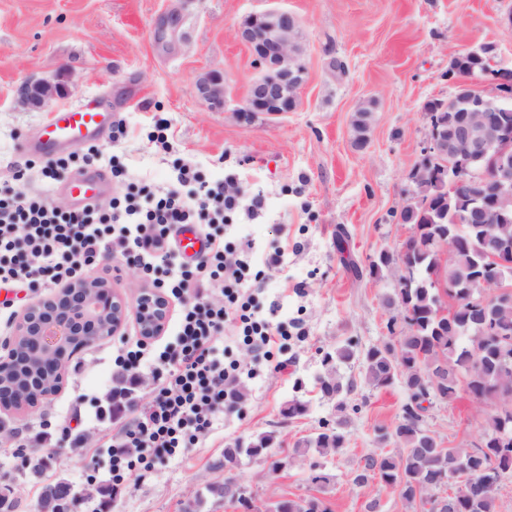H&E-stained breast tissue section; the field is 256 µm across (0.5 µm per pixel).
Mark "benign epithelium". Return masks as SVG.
<instances>
[{
	"label": "benign epithelium",
	"mask_w": 512,
	"mask_h": 512,
	"mask_svg": "<svg viewBox=\"0 0 512 512\" xmlns=\"http://www.w3.org/2000/svg\"><path fill=\"white\" fill-rule=\"evenodd\" d=\"M239 38L252 51L257 76L238 111L245 117L255 114L279 116L293 111L306 82L299 19L283 9L254 13L238 28ZM496 89L488 96L481 86ZM512 81L487 70L465 82L469 101L475 107L464 112L455 137L456 148L429 118V132L421 156L440 164L441 171L454 168L458 158L478 162L469 168L472 178L448 176V189L463 193L468 207L463 219L468 224L491 212L500 224H511L504 205L512 200V130L492 123L483 106L487 99L512 102V91L503 85ZM201 98L213 108L226 103L224 71L213 70L198 83ZM64 94V86L48 80L25 81L17 90L23 104L43 108ZM129 305L123 295L99 278H83L42 297L17 317L14 333L0 349V414L20 415L47 403L61 388L67 368L83 349L119 335L125 328ZM141 336H160L170 318L168 300L141 289L135 308Z\"/></svg>",
	"instance_id": "benign-epithelium-1"
}]
</instances>
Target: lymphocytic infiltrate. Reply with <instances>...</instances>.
I'll use <instances>...</instances> for the list:
<instances>
[{
    "label": "lymphocytic infiltrate",
    "instance_id": "lymphocytic-infiltrate-1",
    "mask_svg": "<svg viewBox=\"0 0 512 512\" xmlns=\"http://www.w3.org/2000/svg\"><path fill=\"white\" fill-rule=\"evenodd\" d=\"M178 181L176 189L131 186L110 205L80 209L0 185V308L12 307L13 294L89 276L105 254L120 256L138 269L145 287L182 306L173 345L154 354L139 339L121 346L114 359L125 385L98 417H126L103 443L116 488L166 459L188 455L213 431L233 396L232 384L246 372L224 359L218 341L225 328L265 351L288 334L257 301L260 277L250 271L251 242L229 238L231 217L257 216L262 199L243 201L231 188L233 176L213 186L188 164L179 166ZM187 225L198 227L205 241L204 251L189 261L177 242Z\"/></svg>",
    "mask_w": 512,
    "mask_h": 512
}]
</instances>
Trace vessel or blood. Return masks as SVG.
<instances>
[{
  "mask_svg": "<svg viewBox=\"0 0 512 512\" xmlns=\"http://www.w3.org/2000/svg\"><path fill=\"white\" fill-rule=\"evenodd\" d=\"M112 123L111 113L90 104L79 105L55 113L28 148L43 156L84 145L99 139ZM108 181L105 169L95 168L71 177L65 185L67 194L78 204L98 202Z\"/></svg>",
  "mask_w": 512,
  "mask_h": 512,
  "instance_id": "vessel-or-blood-1",
  "label": "vessel or blood"
}]
</instances>
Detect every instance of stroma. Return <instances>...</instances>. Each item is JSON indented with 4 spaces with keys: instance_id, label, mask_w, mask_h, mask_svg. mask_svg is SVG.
Here are the masks:
<instances>
[{
    "instance_id": "35a3bbf8",
    "label": "stroma",
    "mask_w": 512,
    "mask_h": 512,
    "mask_svg": "<svg viewBox=\"0 0 512 512\" xmlns=\"http://www.w3.org/2000/svg\"><path fill=\"white\" fill-rule=\"evenodd\" d=\"M269 8L298 17L307 79L296 111L245 120L238 109L257 70L237 30ZM511 13L512 0H0V181L13 166L39 161L26 144L52 114L77 103L105 108L128 135L117 144L104 136L98 146L130 180L173 188L176 166L186 162L212 183L235 173L244 198H262L257 219L236 217V234L251 240L253 264L265 271L262 302L290 324L285 345L272 350L287 371L242 377L234 409L200 447L131 481L109 512H243L211 493L228 478L259 507L315 498L328 512H367L375 499L380 512H404L379 479L355 481L366 456L398 452L379 429L395 425L407 398L397 384H361L358 364L338 368L358 384L345 412V447L307 464L287 459L336 418L334 401L316 388L324 352L349 337L362 352L386 340L383 299L397 288V271L375 277L369 263L383 251L398 254L410 233L399 212L416 200L412 171L428 134L426 106L454 96L449 69L459 53L489 45L493 68L512 69ZM215 69L227 88L219 112L197 90ZM41 79L63 82L64 96L42 109L20 104L18 86ZM367 101L373 112L361 147L353 119ZM160 118L168 121L164 148L148 137ZM281 245L284 264L265 269ZM119 344L115 336L79 353L61 392L7 426L55 425L78 410L92 442L115 433L96 412L116 384ZM295 397L309 410L291 419L282 410ZM486 411L463 392L430 407L424 425L444 444L469 447L483 436ZM266 432L275 439L262 456L225 470L226 448ZM43 459L34 471L13 449H0V487L11 488L16 512H38L44 487L56 482L76 492L71 512H92L109 479L106 455L60 448ZM276 460L283 466L274 472Z\"/></svg>"
}]
</instances>
